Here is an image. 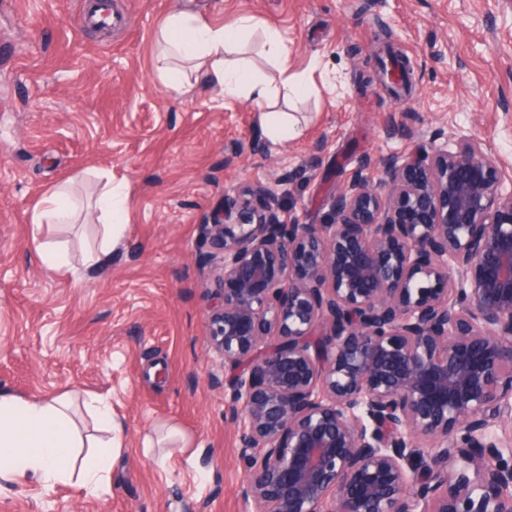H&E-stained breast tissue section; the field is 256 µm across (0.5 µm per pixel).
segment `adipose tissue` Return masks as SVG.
<instances>
[{
  "label": "adipose tissue",
  "mask_w": 512,
  "mask_h": 512,
  "mask_svg": "<svg viewBox=\"0 0 512 512\" xmlns=\"http://www.w3.org/2000/svg\"><path fill=\"white\" fill-rule=\"evenodd\" d=\"M256 26L250 15L241 16L234 27L224 28L199 13L175 9L165 18L160 39L166 56L192 63L225 98L248 93L263 103L280 95L288 98L305 93L306 85L297 80L284 79L278 89L257 81L249 63L236 57L242 34ZM120 207L113 190H106L99 200L104 232L85 252L88 266H97L120 243L125 226L114 220ZM79 405L94 416L96 433L80 431L74 420ZM122 448L121 428L105 399L81 400L68 393L30 399L0 394V484L30 480L50 489L75 477L86 493L94 496L108 481Z\"/></svg>",
  "instance_id": "obj_1"
}]
</instances>
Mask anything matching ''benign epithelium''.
I'll return each instance as SVG.
<instances>
[{"instance_id":"benign-epithelium-1","label":"benign epithelium","mask_w":512,"mask_h":512,"mask_svg":"<svg viewBox=\"0 0 512 512\" xmlns=\"http://www.w3.org/2000/svg\"><path fill=\"white\" fill-rule=\"evenodd\" d=\"M326 221L203 225L244 512H512V183L477 139L379 157Z\"/></svg>"}]
</instances>
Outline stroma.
I'll use <instances>...</instances> for the list:
<instances>
[{"mask_svg":"<svg viewBox=\"0 0 512 512\" xmlns=\"http://www.w3.org/2000/svg\"><path fill=\"white\" fill-rule=\"evenodd\" d=\"M277 31L288 70L313 87L279 99L303 134L268 139L257 106L198 87L181 96L159 31L174 8ZM84 0H0V392L107 397L124 447L98 496L74 480L0 491V512H243L239 430L208 342L216 263L201 226L243 183L318 224L356 173L435 133L480 139L512 169V0H112L111 29L81 25ZM396 51L409 85L387 83ZM127 186L121 244L85 268L102 234L103 173ZM66 184L71 224L34 229L42 196ZM69 267L50 269L37 241ZM176 424L189 446L165 463L142 438Z\"/></svg>","mask_w":512,"mask_h":512,"instance_id":"stroma-1","label":"stroma"}]
</instances>
